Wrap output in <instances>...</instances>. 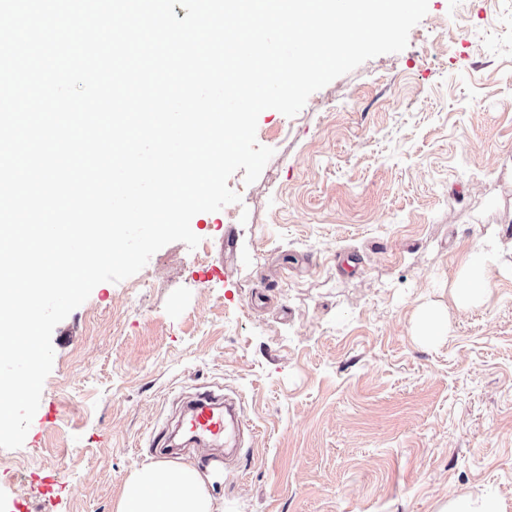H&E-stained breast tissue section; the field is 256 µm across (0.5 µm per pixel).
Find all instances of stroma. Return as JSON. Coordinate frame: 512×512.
Listing matches in <instances>:
<instances>
[{
	"label": "stroma",
	"instance_id": "35a3bbf8",
	"mask_svg": "<svg viewBox=\"0 0 512 512\" xmlns=\"http://www.w3.org/2000/svg\"><path fill=\"white\" fill-rule=\"evenodd\" d=\"M273 156L240 202L97 285L52 334L22 447L0 450V512H115L153 428L199 391L248 420L210 491L224 512H441L480 492L512 512V276L424 303L486 231L512 240V0H428L407 47L268 109ZM235 247L225 250L226 231ZM227 266L221 280L200 274ZM415 329L428 343H435L449 333L447 308L437 304H426L415 322Z\"/></svg>",
	"mask_w": 512,
	"mask_h": 512
}]
</instances>
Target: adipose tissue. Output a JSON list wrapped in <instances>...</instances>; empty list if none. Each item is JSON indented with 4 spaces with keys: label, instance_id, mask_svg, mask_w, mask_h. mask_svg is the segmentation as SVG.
I'll list each match as a JSON object with an SVG mask.
<instances>
[{
    "label": "adipose tissue",
    "instance_id": "adipose-tissue-1",
    "mask_svg": "<svg viewBox=\"0 0 512 512\" xmlns=\"http://www.w3.org/2000/svg\"><path fill=\"white\" fill-rule=\"evenodd\" d=\"M503 257L500 231H488L449 281V306L429 303L422 308L415 322L417 334L426 342H437L449 332V308L467 310L482 304L488 273ZM215 479L211 468L203 472L187 463H146L129 476L116 512H224L223 501L209 490Z\"/></svg>",
    "mask_w": 512,
    "mask_h": 512
}]
</instances>
